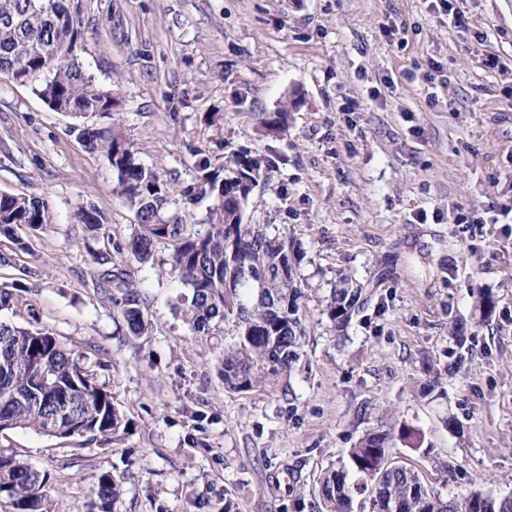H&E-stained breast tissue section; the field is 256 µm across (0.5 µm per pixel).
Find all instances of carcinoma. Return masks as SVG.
<instances>
[{"label":"carcinoma","instance_id":"1","mask_svg":"<svg viewBox=\"0 0 512 512\" xmlns=\"http://www.w3.org/2000/svg\"><path fill=\"white\" fill-rule=\"evenodd\" d=\"M79 19L65 0H0V74L33 85L54 111L83 123L80 136L101 151L117 177V191L135 211L137 227L124 241L104 232L106 217L96 208L82 209L78 219L93 237L106 238L112 253L150 264L160 276H175L184 288L174 308L199 334L219 324L231 327L234 342L224 347V387L246 391L267 385L288 371L304 336L299 316L302 289L296 279L297 259L288 239L272 234L266 224H247L244 203L271 168L263 155L241 151L232 155L231 175L222 179L204 164L193 195L210 194L215 204L206 222L192 230L176 218H164L171 204L168 180L156 167L136 157L120 129L86 126L92 115L112 116L116 99L99 90L73 55ZM289 109L263 119L269 132L283 130ZM49 220V203L36 196L0 193V236L18 250H30L16 229H39ZM110 253V254H112ZM101 251L100 287L112 296L129 332L148 331L146 307L133 291L123 262H108ZM362 289L341 279L331 293L327 315L344 328L360 308ZM484 321L495 311L491 295L474 296ZM124 425L112 392L81 355L61 345L49 329L37 324L0 322V429H29L58 438L84 437L88 442L112 441ZM389 431L365 434L348 454V462L327 472L319 483L325 512H352V494L371 489L372 512H512V495L497 498L470 491L444 500L424 484L415 470L389 459ZM96 512H111L120 494L112 475L98 476L93 489ZM0 500L14 512H51L49 477L18 454L0 452Z\"/></svg>","mask_w":512,"mask_h":512}]
</instances>
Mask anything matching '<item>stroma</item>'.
Segmentation results:
<instances>
[{
    "label": "stroma",
    "instance_id": "obj_1",
    "mask_svg": "<svg viewBox=\"0 0 512 512\" xmlns=\"http://www.w3.org/2000/svg\"><path fill=\"white\" fill-rule=\"evenodd\" d=\"M67 3L79 62L118 100L89 123H117L160 169L170 214L206 218L213 197H185L200 161L272 160L244 220L292 242L305 335L274 383L225 390L223 330L192 335L172 307L177 278L133 260L151 326L130 335L77 212L96 207L120 241L135 212L75 121L0 75V192L50 204L48 224L20 231L29 252L0 267V288L24 284L0 321L39 322L81 354L129 424L105 446L0 433V451L48 474L53 512H89L104 472L120 487L113 512H322L324 472L379 430L443 498L511 493L512 237L462 220L512 202V0H453L449 16L428 0ZM296 97L286 128L266 132L262 118ZM343 274L362 307L340 334L326 306ZM479 292L495 301L486 322ZM430 364L435 397L421 390Z\"/></svg>",
    "mask_w": 512,
    "mask_h": 512
}]
</instances>
